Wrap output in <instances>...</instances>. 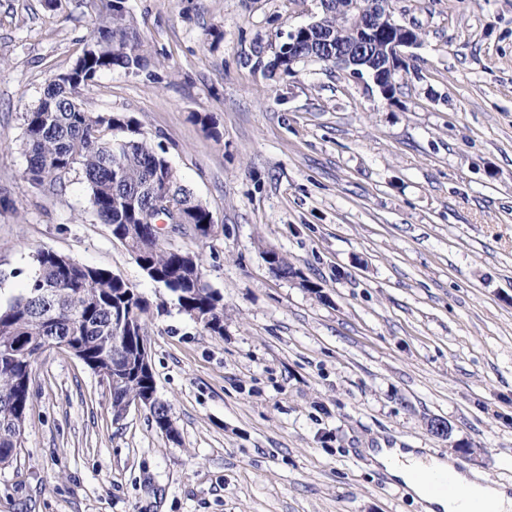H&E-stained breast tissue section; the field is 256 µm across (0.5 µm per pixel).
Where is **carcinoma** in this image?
<instances>
[{"label":"carcinoma","mask_w":512,"mask_h":512,"mask_svg":"<svg viewBox=\"0 0 512 512\" xmlns=\"http://www.w3.org/2000/svg\"><path fill=\"white\" fill-rule=\"evenodd\" d=\"M127 0H99L91 42L74 65L51 78L38 104L24 115L22 149L27 178L36 188L63 187L70 171H82L91 207L112 236L131 252L145 275L165 287L178 309L203 330L224 335V299L204 281L199 255L162 244L155 196L180 213L176 229L200 242L213 237L209 206L181 183L165 149L145 139L125 114L88 112L73 96L89 73L146 66L141 41L128 17ZM345 0H327L321 28L339 25ZM119 134L112 135V130ZM37 271L20 294L0 304V465L24 446L31 411L30 383L49 343H67L92 371L115 377L112 412L129 399L156 392L152 368L143 363L148 300L112 272L50 250L36 252ZM22 343L26 352L9 347Z\"/></svg>","instance_id":"1"}]
</instances>
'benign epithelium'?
<instances>
[{
	"instance_id": "1",
	"label": "benign epithelium",
	"mask_w": 512,
	"mask_h": 512,
	"mask_svg": "<svg viewBox=\"0 0 512 512\" xmlns=\"http://www.w3.org/2000/svg\"><path fill=\"white\" fill-rule=\"evenodd\" d=\"M351 9L358 15V24L354 26L352 19H345L350 40H336L331 35L322 38L329 51L323 62L347 69L355 78L368 76L387 97L396 73L404 67V50L418 45L419 37L414 28L397 21L390 0H352ZM318 30L316 15L308 24L289 32L288 44L283 48L288 65L300 59L298 48Z\"/></svg>"
}]
</instances>
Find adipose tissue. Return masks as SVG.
Instances as JSON below:
<instances>
[{"label": "adipose tissue", "instance_id": "adipose-tissue-1", "mask_svg": "<svg viewBox=\"0 0 512 512\" xmlns=\"http://www.w3.org/2000/svg\"><path fill=\"white\" fill-rule=\"evenodd\" d=\"M370 454L392 478L402 481L415 496L426 499L432 512H464L468 506L479 508L480 512H512V492L506 486L455 469L453 460L427 459L412 448H374ZM426 463L451 471L454 492L426 493L416 477L418 469Z\"/></svg>", "mask_w": 512, "mask_h": 512}]
</instances>
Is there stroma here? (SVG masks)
I'll return each mask as SVG.
<instances>
[{"mask_svg": "<svg viewBox=\"0 0 512 512\" xmlns=\"http://www.w3.org/2000/svg\"><path fill=\"white\" fill-rule=\"evenodd\" d=\"M127 6L148 67L100 72L79 101L133 117L207 202L216 237H161L200 253L224 333L146 277L81 171L26 177L24 115L91 39L94 0H0V301L39 249L132 284L177 430L135 406L113 420L100 378L46 350L0 512H427L381 447L512 489V0H394L421 43L389 98L316 60L269 73L317 0Z\"/></svg>", "mask_w": 512, "mask_h": 512, "instance_id": "1", "label": "stroma"}]
</instances>
